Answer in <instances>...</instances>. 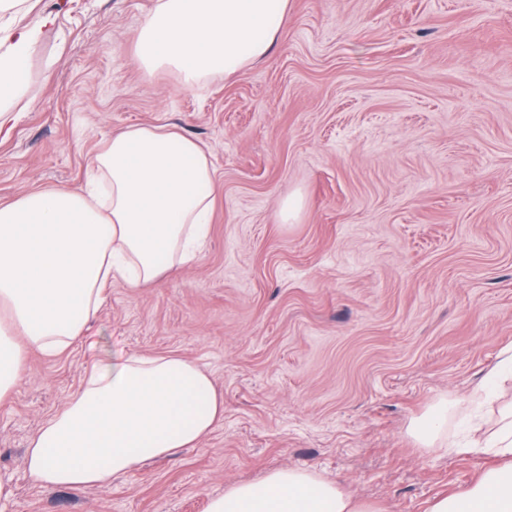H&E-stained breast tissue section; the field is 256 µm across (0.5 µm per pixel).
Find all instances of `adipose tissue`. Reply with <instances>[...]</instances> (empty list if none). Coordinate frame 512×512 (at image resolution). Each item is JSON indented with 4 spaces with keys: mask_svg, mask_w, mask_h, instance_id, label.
<instances>
[{
    "mask_svg": "<svg viewBox=\"0 0 512 512\" xmlns=\"http://www.w3.org/2000/svg\"><path fill=\"white\" fill-rule=\"evenodd\" d=\"M23 0H0V129L30 107L33 30L15 17ZM289 0H155L136 31L134 59L178 71L183 85L241 77L273 49ZM216 171L193 138L164 125L113 132L89 159L87 180L0 203V399L22 382L31 351L56 355L94 321L113 280L152 285L202 248ZM224 399L197 363L129 353L92 362L81 389L32 437L26 470L50 490L103 486L138 465L198 447L223 421ZM438 454L449 445L448 407L411 426ZM499 459L467 489L427 512H512V415L477 437ZM207 512H381L369 500L300 468L234 483Z\"/></svg>",
    "mask_w": 512,
    "mask_h": 512,
    "instance_id": "adipose-tissue-1",
    "label": "adipose tissue"
}]
</instances>
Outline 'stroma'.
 <instances>
[{
    "instance_id": "obj_1",
    "label": "stroma",
    "mask_w": 512,
    "mask_h": 512,
    "mask_svg": "<svg viewBox=\"0 0 512 512\" xmlns=\"http://www.w3.org/2000/svg\"><path fill=\"white\" fill-rule=\"evenodd\" d=\"M154 0H26L32 107L0 134V203L83 184L112 131L171 124L218 171L202 253L148 288L108 287L83 339L29 354L0 401V512H206L228 485L315 471L384 512H425L491 459L410 432L440 400L464 442L512 348V0H291L271 54L186 88L132 61ZM304 207L283 223L282 202ZM174 353L224 420L198 447L105 487L44 490L26 450L87 364Z\"/></svg>"
}]
</instances>
